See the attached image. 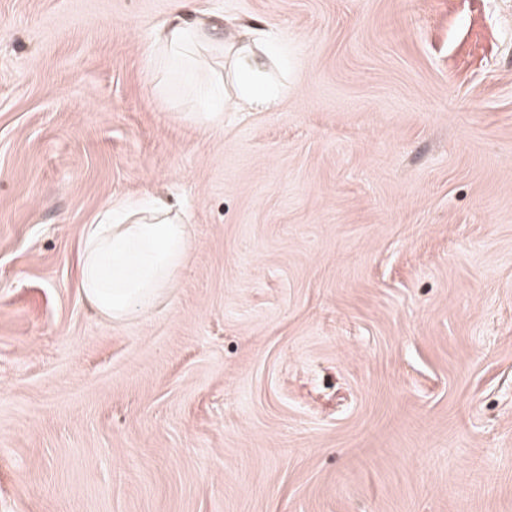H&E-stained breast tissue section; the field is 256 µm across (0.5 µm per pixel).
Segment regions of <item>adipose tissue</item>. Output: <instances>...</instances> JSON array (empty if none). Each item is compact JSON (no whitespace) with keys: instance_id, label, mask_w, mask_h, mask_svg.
<instances>
[{"instance_id":"ef3b65f1","label":"adipose tissue","mask_w":512,"mask_h":512,"mask_svg":"<svg viewBox=\"0 0 512 512\" xmlns=\"http://www.w3.org/2000/svg\"><path fill=\"white\" fill-rule=\"evenodd\" d=\"M157 56L168 62L193 57L209 45L222 53L225 75L217 76L218 109L193 113L202 125L222 123L228 109L264 112L280 100L283 85L268 68L272 46L244 29L221 39L217 26L178 5L156 27ZM190 246L186 224L163 199L116 201L86 225L80 259V288L99 315L120 323L152 306L185 265Z\"/></svg>"}]
</instances>
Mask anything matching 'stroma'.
Listing matches in <instances>:
<instances>
[{
	"instance_id": "1",
	"label": "stroma",
	"mask_w": 512,
	"mask_h": 512,
	"mask_svg": "<svg viewBox=\"0 0 512 512\" xmlns=\"http://www.w3.org/2000/svg\"><path fill=\"white\" fill-rule=\"evenodd\" d=\"M175 0H0V512H512V0H191L286 96L190 115ZM166 194L152 309L86 224ZM189 246L187 224L163 199L110 202L85 227L82 295L99 315L123 322L171 288Z\"/></svg>"
}]
</instances>
